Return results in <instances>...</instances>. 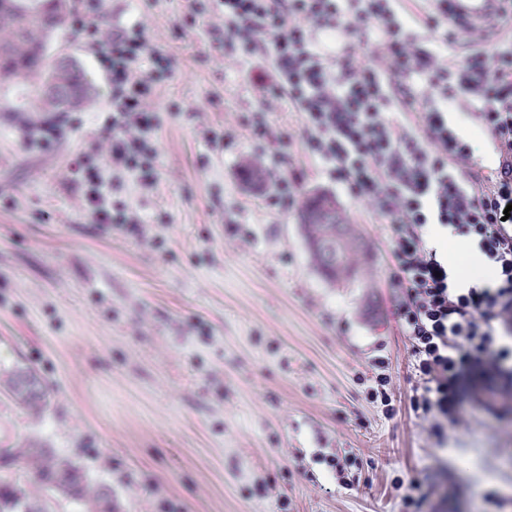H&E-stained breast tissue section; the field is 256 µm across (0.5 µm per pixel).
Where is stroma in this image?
<instances>
[{
	"label": "stroma",
	"instance_id": "obj_1",
	"mask_svg": "<svg viewBox=\"0 0 512 512\" xmlns=\"http://www.w3.org/2000/svg\"><path fill=\"white\" fill-rule=\"evenodd\" d=\"M89 2L94 32L71 21L47 46L83 70L89 103L42 112L0 85V445L41 440L109 488L115 512H405L398 477L428 486L419 512H512V412L465 407L439 441L411 411L388 226L311 159L301 114L263 93L270 59L225 48L220 0ZM135 24L173 60L146 101L150 183L112 168L93 49ZM47 122L62 129L49 147ZM248 159L262 183L246 182ZM89 168L127 223L93 221ZM294 169L298 199L334 196L370 245L350 284L314 269L299 208L268 205ZM378 356L390 417L357 382ZM18 367L48 387L43 410L6 394ZM345 455L359 460L347 488L328 465Z\"/></svg>",
	"mask_w": 512,
	"mask_h": 512
}]
</instances>
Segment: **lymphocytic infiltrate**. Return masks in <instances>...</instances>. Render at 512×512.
Here are the masks:
<instances>
[{
    "instance_id": "f902f5d3",
    "label": "lymphocytic infiltrate",
    "mask_w": 512,
    "mask_h": 512,
    "mask_svg": "<svg viewBox=\"0 0 512 512\" xmlns=\"http://www.w3.org/2000/svg\"><path fill=\"white\" fill-rule=\"evenodd\" d=\"M430 2L420 18L400 0H224V41L272 56L270 92L300 112L308 153L388 224L396 315L418 379L410 409L439 437L459 423L464 398L498 412L489 394L512 379V346L502 342L512 334V43L456 61L448 0ZM322 33L342 39L336 54L318 49ZM147 53L156 70L143 76L135 64ZM97 54L112 84V164L153 181L142 136L156 116L145 100L172 61L134 27ZM452 107L492 143L489 165L473 166ZM131 128L136 136L126 137ZM447 230L479 251L490 282L464 283L449 270L431 241Z\"/></svg>"
}]
</instances>
